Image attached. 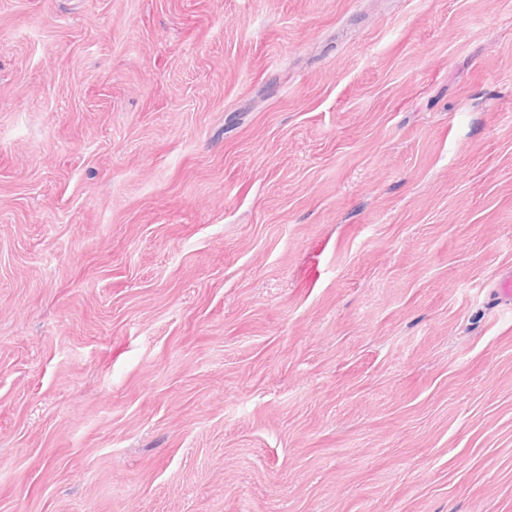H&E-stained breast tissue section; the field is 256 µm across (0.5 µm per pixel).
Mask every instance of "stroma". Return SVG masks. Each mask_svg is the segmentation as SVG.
<instances>
[{"instance_id":"1","label":"stroma","mask_w":512,"mask_h":512,"mask_svg":"<svg viewBox=\"0 0 512 512\" xmlns=\"http://www.w3.org/2000/svg\"><path fill=\"white\" fill-rule=\"evenodd\" d=\"M512 0H0V512H512Z\"/></svg>"}]
</instances>
